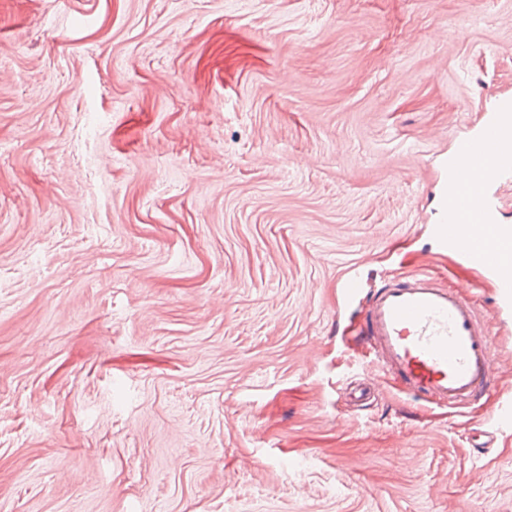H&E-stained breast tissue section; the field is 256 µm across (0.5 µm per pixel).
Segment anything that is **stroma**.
<instances>
[{
  "mask_svg": "<svg viewBox=\"0 0 512 512\" xmlns=\"http://www.w3.org/2000/svg\"><path fill=\"white\" fill-rule=\"evenodd\" d=\"M503 98L512 0H0V512H512V307L432 230ZM418 273L478 405L360 340ZM361 340L383 371L439 406L467 405L492 387L494 343L479 309L429 275L376 290Z\"/></svg>",
  "mask_w": 512,
  "mask_h": 512,
  "instance_id": "obj_1",
  "label": "stroma"
}]
</instances>
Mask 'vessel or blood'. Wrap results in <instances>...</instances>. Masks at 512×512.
I'll return each mask as SVG.
<instances>
[{"instance_id":"b4317fda","label":"vessel or blood","mask_w":512,"mask_h":512,"mask_svg":"<svg viewBox=\"0 0 512 512\" xmlns=\"http://www.w3.org/2000/svg\"><path fill=\"white\" fill-rule=\"evenodd\" d=\"M481 156L474 168L465 157ZM443 221L433 231L495 281L500 302L512 304V225L499 220L494 191L512 179V101L498 102L444 162ZM383 371L414 396L451 409L469 404L493 382L494 343L479 309L461 290L418 275L376 290L362 337Z\"/></svg>"}]
</instances>
